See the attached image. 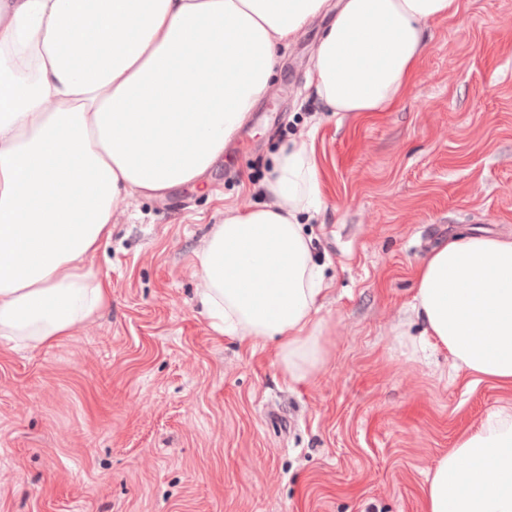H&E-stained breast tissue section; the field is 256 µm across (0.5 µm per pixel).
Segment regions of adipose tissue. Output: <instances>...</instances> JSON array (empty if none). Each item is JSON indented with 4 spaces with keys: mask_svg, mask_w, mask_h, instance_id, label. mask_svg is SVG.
<instances>
[{
    "mask_svg": "<svg viewBox=\"0 0 512 512\" xmlns=\"http://www.w3.org/2000/svg\"><path fill=\"white\" fill-rule=\"evenodd\" d=\"M462 0H0V344L73 335L110 302L91 265L122 196L201 185L268 91L277 50L316 16L310 87L329 112H387L434 22ZM267 203L225 212L195 256L219 334L272 341L284 382L329 359L323 272L302 219L323 205L313 143L272 158ZM420 340L455 370L512 389V238L467 230L414 273ZM423 512H512V404L462 435Z\"/></svg>",
    "mask_w": 512,
    "mask_h": 512,
    "instance_id": "ef3b65f1",
    "label": "adipose tissue"
}]
</instances>
